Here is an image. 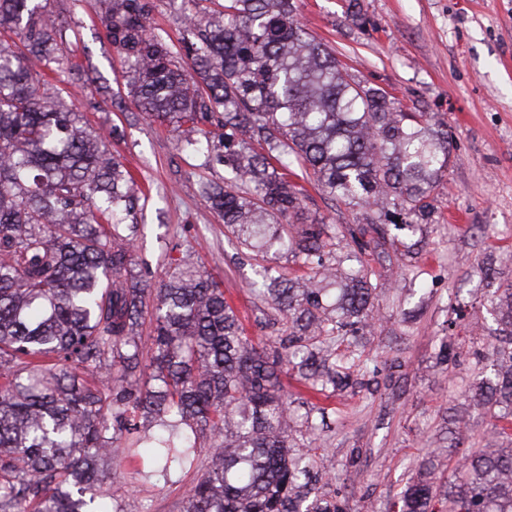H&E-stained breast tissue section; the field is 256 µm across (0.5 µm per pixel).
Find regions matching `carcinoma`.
Here are the masks:
<instances>
[{
  "mask_svg": "<svg viewBox=\"0 0 512 512\" xmlns=\"http://www.w3.org/2000/svg\"><path fill=\"white\" fill-rule=\"evenodd\" d=\"M104 2L136 108L170 126L181 152L230 169L224 185H200L205 203L252 252L290 255L303 274L257 272V294L291 324L259 341L191 251L158 287L137 279L135 180L64 89L42 91L68 63L42 0H0V35L19 41L0 45V512H127L115 459L144 460L165 484L199 472L181 512H350L348 497L319 492L280 375L328 397L377 373L353 337L375 328L388 284L361 256H387L433 222L448 123L355 79L295 0H222L211 13L184 0L195 41L183 58L148 30V0ZM297 167L360 223L305 216ZM487 301L493 360L470 398L506 447L454 421L448 453L420 465L397 512H512V281ZM453 313L444 363L457 357ZM327 417L310 404L303 425Z\"/></svg>",
  "mask_w": 512,
  "mask_h": 512,
  "instance_id": "obj_1",
  "label": "carcinoma"
}]
</instances>
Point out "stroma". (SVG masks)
<instances>
[{"label": "stroma", "mask_w": 512, "mask_h": 512, "mask_svg": "<svg viewBox=\"0 0 512 512\" xmlns=\"http://www.w3.org/2000/svg\"><path fill=\"white\" fill-rule=\"evenodd\" d=\"M348 0H297L299 16L364 84L383 89L406 112L446 121L448 173L434 194L437 221L423 231L417 269L402 257L363 260L391 283L378 298L381 325L365 352L384 364L369 388L326 399L327 426L316 442V467L372 512H391L419 464L448 445V415L478 376L472 354L487 348L482 298L468 288L485 273L512 277V0H361L364 20L346 16ZM74 66L63 85L77 111L108 137V147L145 195L136 255L153 280L169 258L192 249L238 311L247 336H284L288 323L251 293L256 259L199 197V183L224 182L223 164L203 165L179 152L171 127L133 104L124 59L102 21V0H47ZM182 0H150L147 25L174 51L191 39ZM122 138H111L112 129ZM306 210L329 224L357 223V208L306 182ZM464 317L458 366L437 365L435 338L453 308ZM121 461L118 483L128 512H179L193 481L168 486L137 477Z\"/></svg>", "instance_id": "35a3bbf8"}]
</instances>
